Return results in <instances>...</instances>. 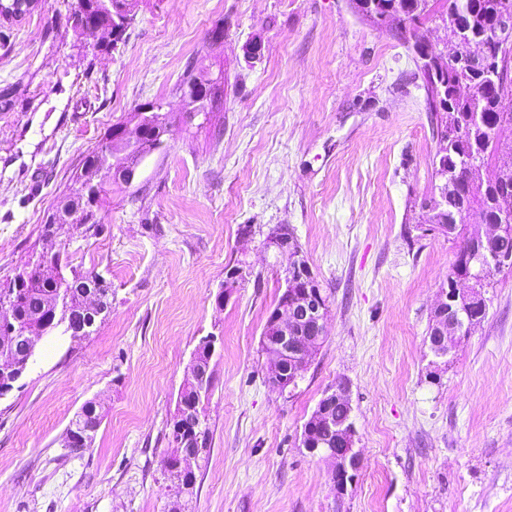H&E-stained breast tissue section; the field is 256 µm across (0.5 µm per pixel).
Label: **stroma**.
<instances>
[{
    "label": "stroma",
    "instance_id": "1",
    "mask_svg": "<svg viewBox=\"0 0 512 512\" xmlns=\"http://www.w3.org/2000/svg\"><path fill=\"white\" fill-rule=\"evenodd\" d=\"M75 4L0 19V283L45 250L42 225L113 124L157 100L169 131L132 183L105 178L102 234L61 230L70 266L110 282L111 307L84 339L42 337L0 400V512H168L161 461L211 333L212 440L180 512H512V272L434 356L455 247L421 208L443 122L404 26H376L350 0H137L100 51ZM189 72L218 80L214 112H186ZM281 224L328 302L324 342L283 392L261 344L284 287L266 246ZM235 266L245 279L217 301ZM341 379L362 466L339 493L301 440ZM91 399L94 444L70 452L62 435Z\"/></svg>",
    "mask_w": 512,
    "mask_h": 512
}]
</instances>
